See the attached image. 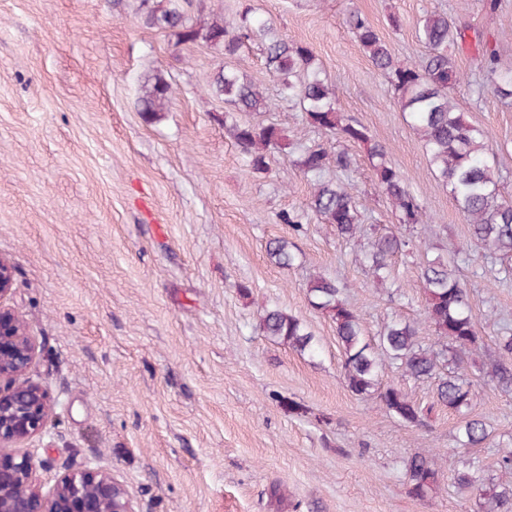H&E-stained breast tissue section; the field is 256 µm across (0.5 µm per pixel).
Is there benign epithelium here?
Listing matches in <instances>:
<instances>
[{
    "label": "benign epithelium",
    "mask_w": 512,
    "mask_h": 512,
    "mask_svg": "<svg viewBox=\"0 0 512 512\" xmlns=\"http://www.w3.org/2000/svg\"><path fill=\"white\" fill-rule=\"evenodd\" d=\"M14 281L13 262L0 255V512H132L121 483L105 468L90 461L65 467L45 493L33 475L49 460L7 452L45 432L56 409L47 388L28 377L37 344L23 313L6 302Z\"/></svg>",
    "instance_id": "7a95c632"
}]
</instances>
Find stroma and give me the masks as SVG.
Returning a JSON list of instances; mask_svg holds the SVG:
<instances>
[{
    "label": "stroma",
    "instance_id": "1",
    "mask_svg": "<svg viewBox=\"0 0 512 512\" xmlns=\"http://www.w3.org/2000/svg\"><path fill=\"white\" fill-rule=\"evenodd\" d=\"M248 1L275 34L312 49L340 112L387 147L430 214L425 227L400 223L365 150L336 140L352 156L343 180L366 224L410 243L394 259L395 292L374 288L366 271L371 234L348 242L308 213L312 187L296 160L326 135L281 99L259 48L229 62L272 109L238 118L275 124L292 148L254 174L211 88L227 62L222 48L147 27L141 0H0V254L15 266L9 302L40 346L29 376L59 400L46 433L19 449L50 460L35 475L46 490L58 469L96 461L135 512H477L474 492L453 476L470 462L480 478L498 479L512 392L467 364L491 437L455 452L457 413L438 408L411 426L347 388L334 326L309 304L306 283L320 273L346 284L374 336L394 318L423 321L421 264L451 257L486 348L512 327V285L488 275L498 256L470 244L397 94L346 23L360 12L395 61L414 64L426 52L419 20L444 12L499 45L510 67L512 0L493 12L485 0ZM476 55L471 40L457 52L461 81L449 95L487 132L500 192L512 199V104L474 92ZM157 75L176 93L148 122L137 101ZM286 211L305 212L302 228L280 222ZM274 238L291 242V268L269 262ZM273 305L312 331L317 356L263 336L259 319ZM289 399L301 414L289 413ZM416 452L441 467L442 491L428 501L407 492L404 461Z\"/></svg>",
    "mask_w": 512,
    "mask_h": 512
}]
</instances>
